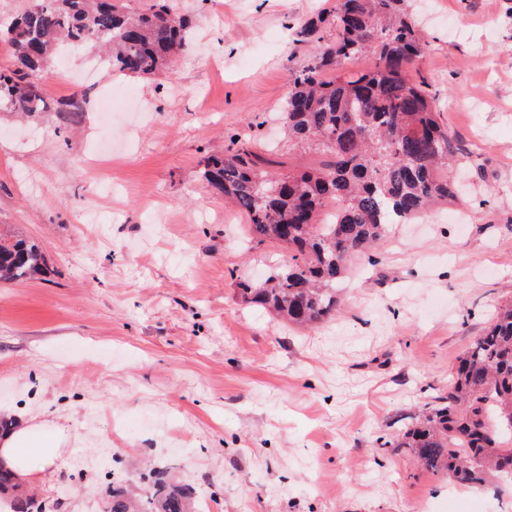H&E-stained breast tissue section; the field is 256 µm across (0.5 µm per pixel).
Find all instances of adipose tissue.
Listing matches in <instances>:
<instances>
[{"label": "adipose tissue", "mask_w": 512, "mask_h": 512, "mask_svg": "<svg viewBox=\"0 0 512 512\" xmlns=\"http://www.w3.org/2000/svg\"><path fill=\"white\" fill-rule=\"evenodd\" d=\"M63 429L46 422L28 420L0 433V466L25 481L38 468L53 464L65 444Z\"/></svg>", "instance_id": "adipose-tissue-1"}]
</instances>
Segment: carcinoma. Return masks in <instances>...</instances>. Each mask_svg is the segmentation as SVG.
<instances>
[{"label":"carcinoma","mask_w":512,"mask_h":512,"mask_svg":"<svg viewBox=\"0 0 512 512\" xmlns=\"http://www.w3.org/2000/svg\"><path fill=\"white\" fill-rule=\"evenodd\" d=\"M405 0H338L336 40L320 41L322 19L298 32V42L317 43L312 62L291 79L282 119L289 141L326 156V163L296 175L275 176L247 142L237 141L201 162L210 189L244 214L257 243L288 250V260L267 278L238 282L246 303L296 327L336 316V284L350 263L395 221L454 200L457 148L439 121L435 102L417 81L412 64L425 42L403 9ZM190 23L175 0H150L129 14L121 0H33L0 29L12 62L0 70V105L36 119L56 114V132L67 135L85 113L73 94L52 106L46 80L53 56L64 46L93 45L108 71L151 77L188 46ZM368 57V69L349 73L345 60ZM338 202L329 222L328 201ZM43 250L0 234V280L23 281L41 273ZM429 471L485 487L512 481V302L496 314L460 357L448 394L437 398L394 440ZM12 512H59L58 501L37 500L0 468V501ZM108 512H199L192 490L157 464L139 487L112 486Z\"/></svg>","instance_id":"carcinoma-1"}]
</instances>
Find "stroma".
<instances>
[{"instance_id":"1","label":"stroma","mask_w":512,"mask_h":512,"mask_svg":"<svg viewBox=\"0 0 512 512\" xmlns=\"http://www.w3.org/2000/svg\"><path fill=\"white\" fill-rule=\"evenodd\" d=\"M191 49L148 79L53 62L49 96L85 93L68 140L53 114L0 110V231L42 247L40 277L0 283V412L64 428L38 498L107 512L113 478L165 463L215 512H512V482L462 486L383 446L434 397L512 299V0H411L413 68L463 152L462 202L390 225L354 262L343 311L297 329L237 284L284 262L198 177L246 138L278 174L323 157L279 135L297 44L337 0H178Z\"/></svg>"}]
</instances>
